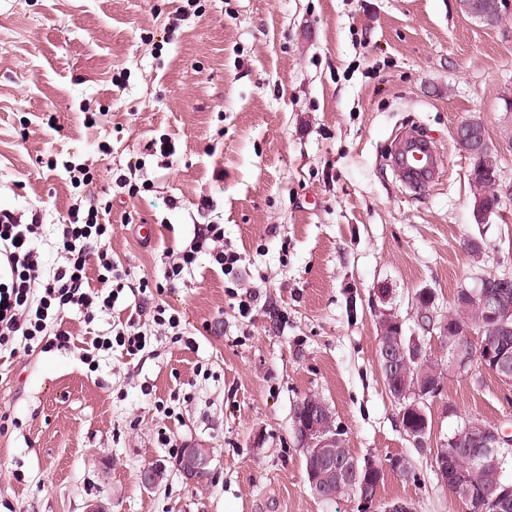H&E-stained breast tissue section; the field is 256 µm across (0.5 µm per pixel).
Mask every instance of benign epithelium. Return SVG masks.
I'll list each match as a JSON object with an SVG mask.
<instances>
[{
    "label": "benign epithelium",
    "instance_id": "7a95c632",
    "mask_svg": "<svg viewBox=\"0 0 512 512\" xmlns=\"http://www.w3.org/2000/svg\"><path fill=\"white\" fill-rule=\"evenodd\" d=\"M512 276H500L496 273H479L473 276L470 286H463V292L469 296L486 298L492 288H511ZM423 302L418 304V323L425 331L439 330L436 337L446 339L448 317L435 309V294L426 288L422 293ZM490 316L496 322L500 334H512V307L503 302L493 306ZM475 330H465L464 336L456 340V346L445 367L448 375L462 374L469 368L472 356L480 358L483 366L492 372L506 388L512 387V349L505 342L484 344L475 348L472 335ZM427 350L424 341L418 336L403 334L402 322L399 318L387 314L379 325L377 360L381 373L388 376L401 368H408L411 362L422 359L432 361V357H424ZM437 390L425 384L404 391L395 398L399 404L400 418L410 414L418 417L419 427L411 430L421 438L431 428L428 416L429 401L435 398ZM293 430L305 454L317 458L325 468L336 471L341 477L338 489L349 491L352 487L351 477L357 471L358 465L366 470L377 468L376 460L371 458L359 459L357 456L341 459L336 457V448L341 446L342 436L333 425V416L326 403L316 396L305 402V411L293 417ZM472 440L476 457L485 462H498L497 453L502 448L512 446V432L490 422H474L470 419L459 424L457 433L452 437L456 441L462 437ZM213 455L211 449L191 442L184 446L181 460L176 463L177 469L186 479L194 483L203 472L211 471Z\"/></svg>",
    "mask_w": 512,
    "mask_h": 512
}]
</instances>
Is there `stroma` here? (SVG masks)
<instances>
[{"label":"stroma","instance_id":"stroma-1","mask_svg":"<svg viewBox=\"0 0 512 512\" xmlns=\"http://www.w3.org/2000/svg\"><path fill=\"white\" fill-rule=\"evenodd\" d=\"M184 4L0 0V210L41 213L49 269L70 206L111 201L106 246L129 273L114 309L64 312L65 347L0 357V414L17 420L0 434V512L96 500L111 512H356L306 482L292 416L309 395L354 455L407 460L409 473L387 471L381 503L463 512L436 480L434 450L465 418L512 428V391L486 372L447 377L417 444L378 367V333L388 313L418 332L419 289L445 313L475 274L512 273V195L476 223L455 139L480 120L512 186V11L490 27L457 0H203L167 34ZM414 128L444 156L421 192L391 164ZM163 137L169 167L146 152ZM139 158L131 197L112 175ZM66 161L96 169L93 184L73 187ZM211 221L241 260L224 274L199 256L156 296L179 312L177 338L140 306L139 283L162 281L169 250ZM132 315L145 350L85 364L93 338ZM188 441L213 451L197 484L175 467ZM147 465L161 472L150 489Z\"/></svg>","mask_w":512,"mask_h":512}]
</instances>
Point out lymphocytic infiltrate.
<instances>
[{"label": "lymphocytic infiltrate", "mask_w": 512, "mask_h": 512, "mask_svg": "<svg viewBox=\"0 0 512 512\" xmlns=\"http://www.w3.org/2000/svg\"><path fill=\"white\" fill-rule=\"evenodd\" d=\"M110 212V207L96 204L71 209L57 227L61 260L47 271L36 249L43 229L40 213L25 220L14 212L0 211V351L29 353L64 346L69 341L60 327L64 309L78 308L90 318L95 310L114 307L127 273L103 247L112 234L105 222ZM202 253L224 272L232 271L240 260L224 247L223 225L198 224L189 245L166 268V282L180 280ZM92 263L100 282L96 289L90 287L87 276Z\"/></svg>", "instance_id": "f902f5d3"}]
</instances>
